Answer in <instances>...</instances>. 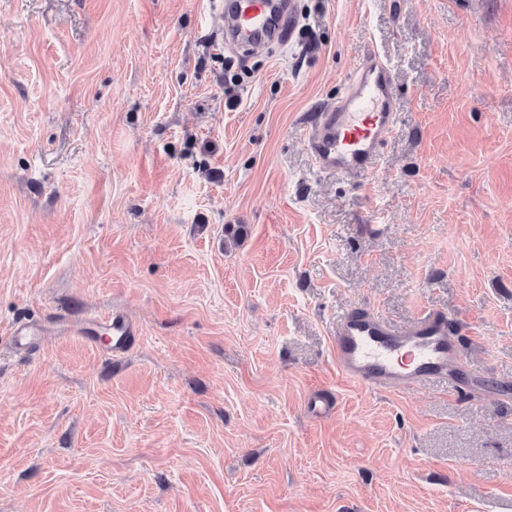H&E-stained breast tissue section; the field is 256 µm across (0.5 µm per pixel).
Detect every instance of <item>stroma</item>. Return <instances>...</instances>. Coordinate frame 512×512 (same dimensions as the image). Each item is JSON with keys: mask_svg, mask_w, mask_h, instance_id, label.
<instances>
[{"mask_svg": "<svg viewBox=\"0 0 512 512\" xmlns=\"http://www.w3.org/2000/svg\"><path fill=\"white\" fill-rule=\"evenodd\" d=\"M213 0H0V512H512V0H297L225 51ZM371 179L305 127L369 54ZM456 329L483 386L346 380L338 315ZM120 310L119 356L21 319ZM48 334V330L39 322L21 321L12 326L9 343L16 352L27 353Z\"/></svg>", "mask_w": 512, "mask_h": 512, "instance_id": "obj_1", "label": "stroma"}]
</instances>
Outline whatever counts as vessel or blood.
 I'll return each instance as SVG.
<instances>
[{
    "label": "vessel or blood",
    "mask_w": 512,
    "mask_h": 512,
    "mask_svg": "<svg viewBox=\"0 0 512 512\" xmlns=\"http://www.w3.org/2000/svg\"><path fill=\"white\" fill-rule=\"evenodd\" d=\"M215 16L225 49L245 55L257 47L287 45L295 32L294 0H218ZM391 66L370 54L353 71L333 106L318 113L306 131V145L319 170L351 179L369 177L400 122ZM59 333L104 342L120 355L140 333L123 313L93 326L62 322ZM47 329L36 321L11 328L9 343L16 352L35 348ZM333 355L340 373L355 383L386 391H404L432 378L455 382L460 365L456 339L445 316L424 314L398 330L371 310L353 307L336 320Z\"/></svg>",
    "instance_id": "1"
}]
</instances>
